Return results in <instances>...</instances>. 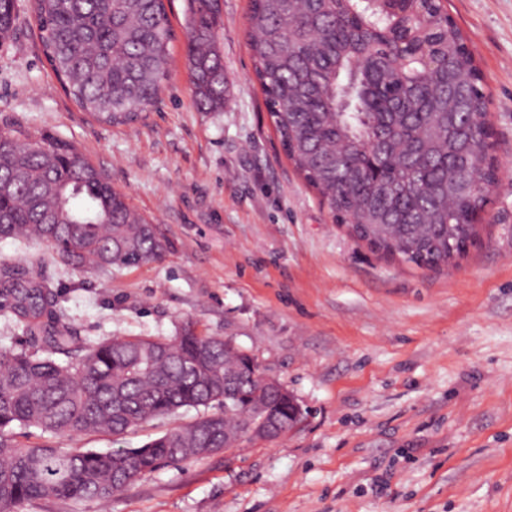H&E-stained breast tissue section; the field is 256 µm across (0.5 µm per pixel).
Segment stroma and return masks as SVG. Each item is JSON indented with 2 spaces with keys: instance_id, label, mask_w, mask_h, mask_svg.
I'll return each instance as SVG.
<instances>
[{
  "instance_id": "obj_1",
  "label": "stroma",
  "mask_w": 512,
  "mask_h": 512,
  "mask_svg": "<svg viewBox=\"0 0 512 512\" xmlns=\"http://www.w3.org/2000/svg\"><path fill=\"white\" fill-rule=\"evenodd\" d=\"M0 43V133L73 144L154 224L155 262L84 271L44 244L0 239V263L44 255L75 336L231 340L302 409L268 443L165 465L106 501L42 498L14 512H512V0H448L490 96L500 163L476 243L456 266L384 258L334 223L287 159L253 75L250 0H220L228 90L201 111L186 58L191 0H166L176 39L157 104L132 125L80 112L47 62L30 0ZM64 448H136L193 421Z\"/></svg>"
}]
</instances>
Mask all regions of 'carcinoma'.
Segmentation results:
<instances>
[{
    "instance_id": "cac0c4a2",
    "label": "carcinoma",
    "mask_w": 512,
    "mask_h": 512,
    "mask_svg": "<svg viewBox=\"0 0 512 512\" xmlns=\"http://www.w3.org/2000/svg\"><path fill=\"white\" fill-rule=\"evenodd\" d=\"M187 62L197 104L224 107L228 82L216 45L218 0H192ZM15 0H0V42ZM46 59L82 112L130 124L168 76L164 0H33ZM255 76L288 159L336 221L384 257L431 270L448 244L478 235L488 193L467 164L487 151V99L478 68L441 0H251ZM0 239L49 246L57 262L103 269L149 264L167 243L77 149L55 137L2 134ZM29 265H0V297L39 352L0 348V512L19 501L107 500L163 465L228 448L271 410L284 430L288 399L268 389L254 359L185 325L170 338L82 343L49 322L51 292ZM64 359H58V356ZM222 414H210L214 407ZM201 412L139 448L98 452L45 441L124 437L180 410Z\"/></svg>"
}]
</instances>
